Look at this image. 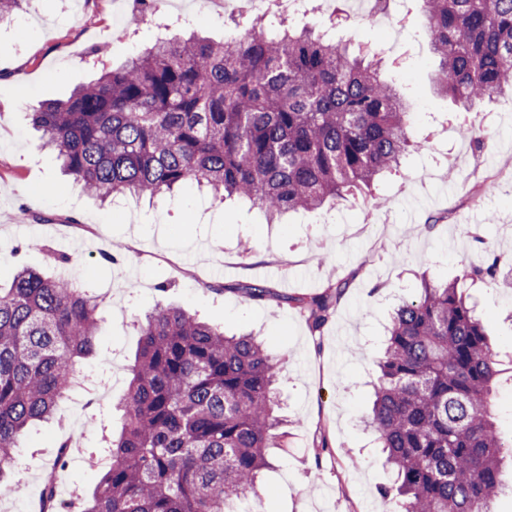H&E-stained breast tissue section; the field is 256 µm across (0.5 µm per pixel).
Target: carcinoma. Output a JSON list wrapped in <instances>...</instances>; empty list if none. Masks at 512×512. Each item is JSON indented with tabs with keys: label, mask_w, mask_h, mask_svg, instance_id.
<instances>
[{
	"label": "carcinoma",
	"mask_w": 512,
	"mask_h": 512,
	"mask_svg": "<svg viewBox=\"0 0 512 512\" xmlns=\"http://www.w3.org/2000/svg\"><path fill=\"white\" fill-rule=\"evenodd\" d=\"M25 0H0V25ZM435 87L458 112L512 93V0H425ZM223 42L157 40L123 65L31 113L65 175L101 199L151 200L194 182L272 219L370 190L411 151L412 102L377 55L269 15ZM496 256L476 274L500 287ZM346 284L300 303L318 332ZM99 300L57 273L24 267L0 287V486L27 427L53 418L94 349ZM366 416L395 470L403 512H495L512 438L494 419L504 373L457 282L423 280L394 313ZM278 358L180 307L146 315L110 442L109 466L77 512H241L268 488L281 419Z\"/></svg>",
	"instance_id": "1"
}]
</instances>
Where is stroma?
Segmentation results:
<instances>
[{
	"label": "stroma",
	"mask_w": 512,
	"mask_h": 512,
	"mask_svg": "<svg viewBox=\"0 0 512 512\" xmlns=\"http://www.w3.org/2000/svg\"><path fill=\"white\" fill-rule=\"evenodd\" d=\"M190 13L191 30L230 36L223 11L195 0H162ZM132 0H26L0 28V284L18 267L44 268L59 256L60 273L92 283L102 298L101 330L92 358L77 365V384L54 421L29 429L9 475L18 490L0 494V512H29L60 445L77 437L84 456L69 461L63 486L89 495L100 479L85 458L102 455L122 420L139 325L156 303L174 304L222 327L259 336L284 364L279 389L288 420L284 447L272 449L262 512H398L382 488L395 475L384 465L361 420L377 380L375 358L391 313L418 296L421 275L457 281L470 296L503 361L512 360V290L493 291L473 272L491 254L512 255V101L467 113L484 146L455 138L452 103L433 89L437 60L415 0H397L410 22L397 49L383 29L347 19L336 32L351 47L383 60L386 79L419 114L413 136L447 149L446 166L430 169L410 155L400 171L335 206L268 223L248 204L213 203L194 185L174 196L137 203V217L72 184L31 123L40 102L66 96L159 36L140 23L130 40L113 39V24L132 18ZM121 244L104 264L102 252ZM347 282L335 317L311 332L292 302L320 292L328 278ZM265 283L273 298L250 302L243 287ZM328 441L331 453L315 445Z\"/></svg>",
	"instance_id": "obj_1"
}]
</instances>
